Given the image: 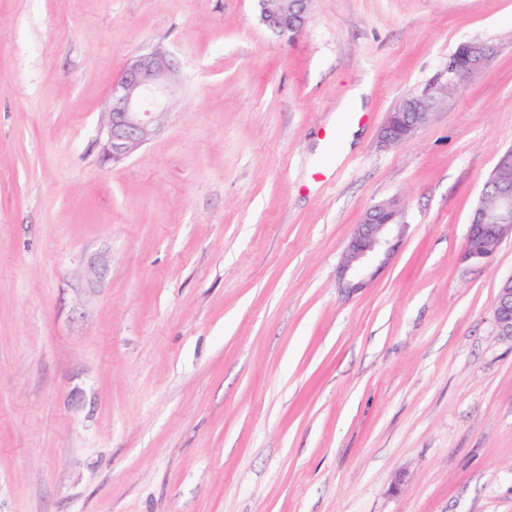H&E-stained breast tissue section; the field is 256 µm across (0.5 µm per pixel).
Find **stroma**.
Listing matches in <instances>:
<instances>
[{
	"label": "stroma",
	"mask_w": 512,
	"mask_h": 512,
	"mask_svg": "<svg viewBox=\"0 0 512 512\" xmlns=\"http://www.w3.org/2000/svg\"><path fill=\"white\" fill-rule=\"evenodd\" d=\"M464 42L489 64L439 94ZM155 47L168 121L103 161L112 83ZM509 147L512 0H311L291 39L257 0H0V512H512V237L464 257ZM393 199L402 245L348 292ZM436 104L435 96H411L399 106L397 112H389L381 128L384 145H395L413 138L429 118ZM407 225L396 200L369 207L347 242L340 267V280L349 292L357 291L371 278L369 270L376 261L385 264L402 241ZM492 313L499 336L512 340V275L500 283Z\"/></svg>",
	"instance_id": "obj_1"
}]
</instances>
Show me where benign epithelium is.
Listing matches in <instances>:
<instances>
[{
    "label": "benign epithelium",
    "instance_id": "1",
    "mask_svg": "<svg viewBox=\"0 0 512 512\" xmlns=\"http://www.w3.org/2000/svg\"><path fill=\"white\" fill-rule=\"evenodd\" d=\"M260 20L280 35L294 36L304 27L310 0H258ZM491 56L485 44L467 42L448 57V82L439 92H448V83L464 81L480 73ZM179 81L170 55L155 48L131 57L120 77L113 82L108 110L102 113L99 140L105 158L123 160L149 144L161 131L169 114ZM436 104L433 96L406 98L395 112L388 113L381 128V142L395 145L413 138L429 118ZM502 170L495 188L483 189L493 196L489 207L478 205L470 216L465 242V258L488 260L500 242L512 235V150L498 162ZM407 225L395 200L369 207L347 242L340 267L343 287L353 292L371 277L374 262L386 263L402 241ZM107 271L106 262L89 260L86 284L94 287ZM492 313L498 334L512 340V276L503 280L494 297Z\"/></svg>",
    "mask_w": 512,
    "mask_h": 512
}]
</instances>
